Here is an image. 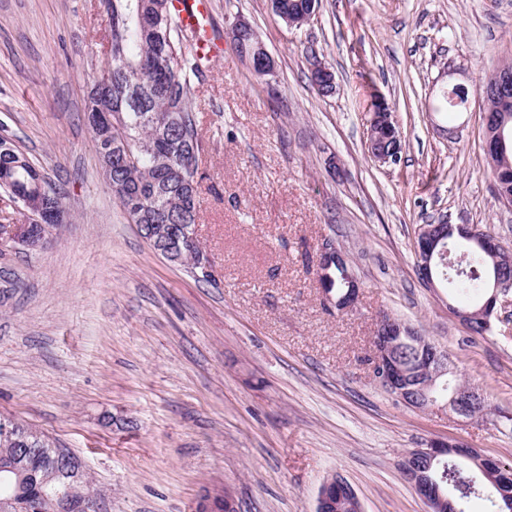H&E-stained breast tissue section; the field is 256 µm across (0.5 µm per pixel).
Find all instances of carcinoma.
Listing matches in <instances>:
<instances>
[{
  "label": "carcinoma",
  "instance_id": "carcinoma-1",
  "mask_svg": "<svg viewBox=\"0 0 512 512\" xmlns=\"http://www.w3.org/2000/svg\"><path fill=\"white\" fill-rule=\"evenodd\" d=\"M108 22L107 60L101 75L88 93L86 112L97 106L112 113V123L102 128L88 125L95 147L105 136L126 156L114 170L112 192L128 220L141 223L129 207L130 194L141 195V206L152 213L155 224L179 221L193 239V254L187 265L195 267V257L205 254L195 234L199 217L198 161L202 150L197 130L193 91L203 82L207 65L193 53L194 36L183 29L173 0H102ZM10 150L0 147V189L18 204L25 223L41 236L50 225L34 223L24 199L42 187L57 200L62 188L52 182L32 162L18 164L25 155L14 143ZM454 266L440 261L450 290L460 308L474 309L471 301L485 290V270L491 258L469 242ZM348 269L332 266L321 277L327 290L344 294ZM58 447L47 436L19 423L16 433L0 435V512H50L42 496L41 477L53 475L50 486L66 490L74 500L91 494L90 486L77 478L72 468L60 467ZM447 465V494L455 512H469L475 496H484L496 509L512 493V481L502 476L488 478L463 458L450 455Z\"/></svg>",
  "mask_w": 512,
  "mask_h": 512
}]
</instances>
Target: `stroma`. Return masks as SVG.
Instances as JSON below:
<instances>
[{"label": "stroma", "instance_id": "stroma-1", "mask_svg": "<svg viewBox=\"0 0 512 512\" xmlns=\"http://www.w3.org/2000/svg\"><path fill=\"white\" fill-rule=\"evenodd\" d=\"M240 19L271 75L238 57ZM210 20L222 52L194 95L204 281L153 249L102 175L85 118L105 60L99 0H0V135L62 186L67 212L41 248L0 246V415L79 457L99 512H191L214 486L241 512H315L334 475L362 512H427L401 475L409 451L452 440L512 464V294L471 335L415 249L445 220L512 250L479 91L512 63V0H321L299 27L270 0H211ZM317 60L332 96L309 82ZM456 85L469 101L450 112ZM378 96L401 134L395 163L367 151ZM328 240L358 285L343 312L319 283ZM387 316L447 352L488 413L386 391L366 358Z\"/></svg>", "mask_w": 512, "mask_h": 512}]
</instances>
